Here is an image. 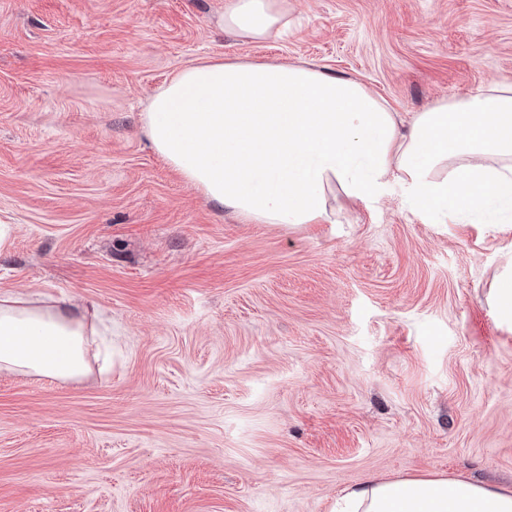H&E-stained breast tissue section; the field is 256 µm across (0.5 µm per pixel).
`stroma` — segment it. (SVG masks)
Instances as JSON below:
<instances>
[{
    "mask_svg": "<svg viewBox=\"0 0 512 512\" xmlns=\"http://www.w3.org/2000/svg\"><path fill=\"white\" fill-rule=\"evenodd\" d=\"M0 0V294L112 328L78 383L0 373V512H332L373 477L512 490V230L399 187L332 224H253L151 147L148 99L206 59L306 61L410 122L512 82V0ZM288 0H225L217 25L225 33L262 40L290 32ZM488 305L494 318L504 323H512V275L502 277L492 288Z\"/></svg>",
    "mask_w": 512,
    "mask_h": 512,
    "instance_id": "35a3bbf8",
    "label": "stroma"
}]
</instances>
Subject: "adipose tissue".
<instances>
[{"label": "adipose tissue", "mask_w": 512, "mask_h": 512, "mask_svg": "<svg viewBox=\"0 0 512 512\" xmlns=\"http://www.w3.org/2000/svg\"><path fill=\"white\" fill-rule=\"evenodd\" d=\"M289 0H224L217 25L286 34ZM154 150L217 206L255 224H329L336 195L370 204L398 185L421 217L512 216V84L396 114L361 82L312 64L207 60L179 70L144 111ZM96 325L57 299L0 295V372L77 382ZM336 512H512V491L463 478H372Z\"/></svg>", "instance_id": "obj_1"}]
</instances>
